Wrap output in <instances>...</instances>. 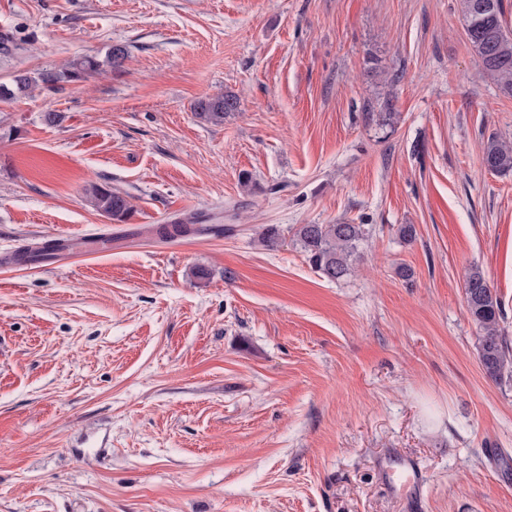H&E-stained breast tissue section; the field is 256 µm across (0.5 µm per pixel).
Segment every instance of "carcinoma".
<instances>
[{
  "mask_svg": "<svg viewBox=\"0 0 512 512\" xmlns=\"http://www.w3.org/2000/svg\"><path fill=\"white\" fill-rule=\"evenodd\" d=\"M467 40L477 53L484 71L508 93H512V30L507 23L505 0H460ZM128 57L125 46L111 45L105 58L85 55L58 70L15 72L9 81L0 82V101L16 100L40 87L54 91L63 83L78 82L107 67L119 69ZM239 99L221 93L198 99L194 112L203 121L221 125L238 111ZM482 163L496 174L512 172V143L497 136L482 145ZM90 204L106 218L124 222L131 205L128 195L103 184L86 189ZM194 220H178L155 229L159 235L183 234L191 231ZM365 224H299L293 237L314 272L330 282L349 276L361 256L362 244L369 237ZM468 314L477 330V354L486 376L495 381L512 382V341L501 327L503 311L500 298L483 271L469 270L465 280Z\"/></svg>",
  "mask_w": 512,
  "mask_h": 512,
  "instance_id": "obj_1",
  "label": "carcinoma"
}]
</instances>
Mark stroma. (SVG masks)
<instances>
[{
    "label": "stroma",
    "mask_w": 512,
    "mask_h": 512,
    "mask_svg": "<svg viewBox=\"0 0 512 512\" xmlns=\"http://www.w3.org/2000/svg\"><path fill=\"white\" fill-rule=\"evenodd\" d=\"M464 28L459 0H0V82L129 51L0 102V255L72 254L0 267V512H512V385L464 295L481 268L512 337V173L481 161L512 96ZM93 183L137 231L103 254ZM190 217L226 231L154 233ZM339 221L372 231L334 283L293 229ZM128 57L125 46L111 45L103 60L96 56L85 55L65 64L58 70L15 72L9 81L0 82V101L16 100L30 94L40 87L47 91L58 89L61 83L78 82L98 73L106 66L111 71L119 69ZM239 106L236 95L221 93L198 99L194 104V112L207 123L221 125L226 117L238 111ZM86 192L90 204L106 218L116 222L127 220L131 211L128 195L103 184H92ZM388 482L402 489H415L422 481L419 467L409 460L393 461L387 470Z\"/></svg>",
    "instance_id": "stroma-1"
}]
</instances>
